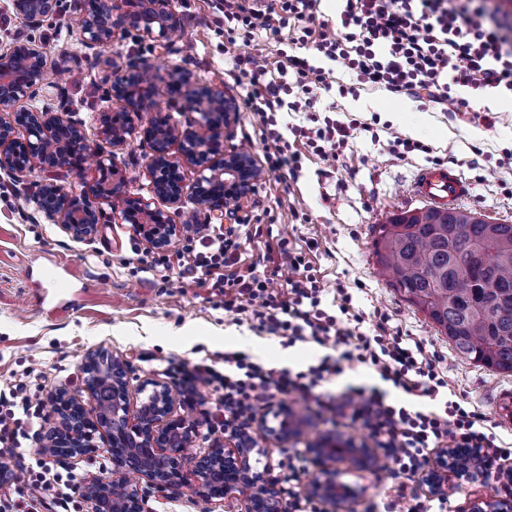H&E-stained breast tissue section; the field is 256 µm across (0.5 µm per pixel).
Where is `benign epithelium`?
Instances as JSON below:
<instances>
[{"instance_id":"7a95c632","label":"benign epithelium","mask_w":512,"mask_h":512,"mask_svg":"<svg viewBox=\"0 0 512 512\" xmlns=\"http://www.w3.org/2000/svg\"><path fill=\"white\" fill-rule=\"evenodd\" d=\"M12 7L25 24L37 27L56 13L58 0H12ZM74 19L81 44L89 50L107 45L132 27L141 37L158 43L172 41L179 29L169 0H98L94 14L79 2ZM93 65L105 68L103 80L109 97L123 103L119 112L99 113L100 135L113 144L134 136L149 145L151 192L174 207L172 211L153 208L139 197H129L123 210L126 223L135 225L153 247L166 249L180 232L175 216L183 214L184 198H190L196 209L220 217L229 200L241 208L260 173L247 152L223 144L236 118L232 96L192 81L185 72L176 73L163 89L150 67L137 56L114 68L109 60L96 55ZM49 72L46 56L36 44H15L0 51V173L20 177L38 165L67 168L80 176L87 168L85 159L91 148L82 123L73 120L66 110L33 105L40 93L52 87ZM170 88L181 98L184 110L199 115L198 124L205 133L182 130L159 114L146 123L135 122L142 112L155 109L158 98ZM174 147L196 170L197 177L190 185L184 182L180 163L172 160ZM96 170L97 183L89 191L49 181L33 198L46 218L64 225L77 240L98 233L104 219L102 204L122 193V183L115 181L117 168L113 161L98 159ZM89 361L110 366L98 379L85 376L91 409L67 399L81 410L82 418L73 419L67 412L56 410L58 424L50 428L49 438L67 449V453L56 456L66 464L88 458L89 449L97 448L96 437L107 439L112 451V479L92 480L86 485L83 498L90 512H144V502L151 493L180 494L188 486L182 463L193 445L196 422L187 415L175 414L176 394L167 382L144 379L138 388L141 398L133 405L124 360L97 352ZM273 416L277 421L274 426L260 421L268 435L288 439L296 434L297 420L288 414V408H279ZM337 442L334 437L312 448L317 470L309 480L308 493L322 501L325 512H340L347 499L363 492V488L351 485L340 488L338 470L330 468L329 461L340 456L353 470H375L373 449L348 448L338 454ZM255 454H262V449L246 429L194 453V493L209 512L214 497L208 485L216 476L224 479V494L243 497L249 512H255L258 503L265 512H283L282 504L271 494L268 474L251 464ZM469 512H512V499H476Z\"/></svg>"}]
</instances>
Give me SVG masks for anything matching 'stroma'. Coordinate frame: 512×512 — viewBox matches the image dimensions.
I'll return each instance as SVG.
<instances>
[{"mask_svg":"<svg viewBox=\"0 0 512 512\" xmlns=\"http://www.w3.org/2000/svg\"><path fill=\"white\" fill-rule=\"evenodd\" d=\"M76 0H62L58 13L38 28L18 19L11 0H0V48L35 41L59 65V87L47 99L55 109H69L82 122L92 152L113 157L125 180L123 197L104 203V222L92 239L79 241L63 225L49 223L33 202L44 180L70 186H94L95 168L77 177L64 168L35 169L16 181L0 174V387L39 374L46 392L63 391L84 402L83 364L89 353L105 351L128 364L130 391L148 377L169 380V361L192 364L221 360L225 351L240 350L267 366L295 370L314 363L323 353L313 344L282 345L280 338L252 329L225 313L223 296L214 294L192 275L173 268L161 274L145 270L142 259L154 249L134 225L124 223V196L150 198V150L140 139L115 146L100 135L95 118L118 104L106 93L101 72L90 50L72 26ZM180 34L166 46L128 30L99 48L101 57L122 64L141 56L168 77L173 69L191 73L196 83L239 94L229 72L233 55L246 52L244 42L229 44L220 0H171ZM327 71L329 91L321 92L312 113H276V128L285 131L307 120L348 121L377 117L376 135L361 134L344 148L334 166L319 156L304 160L299 178L264 171L242 214L256 218L259 235L243 241L240 273L258 262L266 244L282 239L296 248L317 242L309 258L329 285L340 284L366 316L382 311L391 317L392 331L424 344L436 357L448 387L457 396L492 414L491 398L512 388V374L499 373L457 352L447 336L415 306L391 288L378 273L374 255L375 228L392 216L415 209L407 190L420 167L434 160L457 166L472 185L465 206L499 222L512 224V110L498 112L493 130L461 120L449 112L425 107L381 90H364L359 97L339 96V85L350 75L341 65L319 58ZM421 143V150L401 158L386 148L390 132ZM232 145L247 149L262 167L271 145L259 117L248 109L238 112ZM327 409L314 411L299 422L288 440L259 435L263 450L255 468H269L278 477L294 451H309L325 437L339 432L355 441L366 438L360 425H333ZM342 481L362 486L344 512H368L371 501L393 498L400 481L384 471L342 469Z\"/></svg>","mask_w":512,"mask_h":512,"instance_id":"1","label":"stroma"}]
</instances>
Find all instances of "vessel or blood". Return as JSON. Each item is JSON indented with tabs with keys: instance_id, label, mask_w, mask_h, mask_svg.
Segmentation results:
<instances>
[{
	"instance_id": "vessel-or-blood-1",
	"label": "vessel or blood",
	"mask_w": 512,
	"mask_h": 512,
	"mask_svg": "<svg viewBox=\"0 0 512 512\" xmlns=\"http://www.w3.org/2000/svg\"><path fill=\"white\" fill-rule=\"evenodd\" d=\"M411 195L425 207L456 210L469 198L470 184L459 169L435 164L419 169Z\"/></svg>"
}]
</instances>
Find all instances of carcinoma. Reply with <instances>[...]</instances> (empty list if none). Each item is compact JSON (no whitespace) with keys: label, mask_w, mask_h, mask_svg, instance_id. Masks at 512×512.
<instances>
[{"label":"carcinoma","mask_w":512,"mask_h":512,"mask_svg":"<svg viewBox=\"0 0 512 512\" xmlns=\"http://www.w3.org/2000/svg\"><path fill=\"white\" fill-rule=\"evenodd\" d=\"M479 249L465 266L463 245ZM386 282L424 312L465 357L512 373V224L464 210L417 208L377 226Z\"/></svg>","instance_id":"1"}]
</instances>
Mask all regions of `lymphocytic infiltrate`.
<instances>
[{
  "label": "lymphocytic infiltrate",
  "mask_w": 512,
  "mask_h": 512,
  "mask_svg": "<svg viewBox=\"0 0 512 512\" xmlns=\"http://www.w3.org/2000/svg\"><path fill=\"white\" fill-rule=\"evenodd\" d=\"M278 11L263 0H224L226 34L277 40L281 30L294 27L293 45L310 46L330 61L343 64L362 86L406 96L444 112L473 115L486 128L496 118L476 102L490 88L512 93V23L502 21L487 0H344L339 31L317 21L318 0H278ZM234 81L246 87L242 105L269 127L273 143L265 157L269 172L288 170L299 174L304 149L326 161L338 159L343 148L371 124L358 120H325L322 126L295 127L302 148L284 144L273 128V115L282 109L297 112L312 108V97L324 84L322 67L308 58L286 55L279 80L268 79V62L262 53L238 54L233 58ZM305 94L304 102H287L293 89ZM239 231L220 230L210 224H194L184 232V246L177 257L157 252L147 260L149 268L183 270L199 275L224 298L228 313L247 314L256 329L280 338L285 346L314 343L328 353L307 370H275L251 361L240 352L224 355V368L200 361L177 364L170 372L184 386L183 396L195 403L198 385L211 386L217 398L211 413L221 431L250 426L259 409L285 394L303 406H329L337 418L360 422L374 447L382 452L386 471L400 478L396 499L371 504V512H448V497L440 492L419 493L414 482L440 448H486L493 461H512V448L496 445L485 431L487 417L463 402L447 400L443 411L421 408L423 399H436L447 382L422 344L407 346L387 327L388 314H380L373 334L362 331L363 317L353 312L352 298L337 290L335 309L323 298L330 292L318 277L305 251L287 246L280 255L292 276L286 290L274 286L273 275L239 274ZM357 365L372 368L381 380L411 400L410 405L392 403L386 391L364 385H349L338 395L322 392L323 384L336 380ZM28 382L18 379L0 389V464L19 465L20 437L26 436L25 414L33 404ZM80 482L78 474H54L44 468L33 473L27 499L15 502L11 512H75L72 496ZM58 493L45 497L48 484Z\"/></svg>",
  "instance_id": "obj_1"
}]
</instances>
